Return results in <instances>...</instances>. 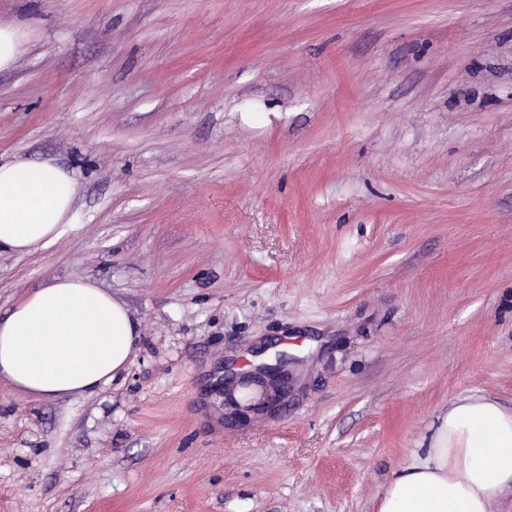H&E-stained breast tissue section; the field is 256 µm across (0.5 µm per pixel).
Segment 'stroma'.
<instances>
[{
  "mask_svg": "<svg viewBox=\"0 0 512 512\" xmlns=\"http://www.w3.org/2000/svg\"><path fill=\"white\" fill-rule=\"evenodd\" d=\"M0 161L77 181L0 254L141 323L92 397L0 386V512H376L455 400L512 412V0H0ZM288 357L263 418L224 367ZM24 45L19 30L12 27H0V69H7L15 62Z\"/></svg>",
  "mask_w": 512,
  "mask_h": 512,
  "instance_id": "obj_1",
  "label": "stroma"
}]
</instances>
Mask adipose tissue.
<instances>
[{
	"mask_svg": "<svg viewBox=\"0 0 512 512\" xmlns=\"http://www.w3.org/2000/svg\"><path fill=\"white\" fill-rule=\"evenodd\" d=\"M76 181L64 168L0 163V253L51 248L73 227ZM139 319L95 282L62 279L24 295L0 318V385L33 400L90 397L124 379ZM512 485V413L463 397L428 447L397 467L378 512H497Z\"/></svg>",
	"mask_w": 512,
	"mask_h": 512,
	"instance_id": "obj_1",
	"label": "adipose tissue"
}]
</instances>
